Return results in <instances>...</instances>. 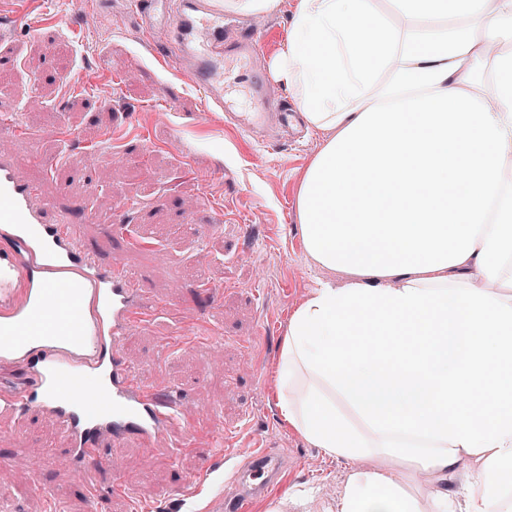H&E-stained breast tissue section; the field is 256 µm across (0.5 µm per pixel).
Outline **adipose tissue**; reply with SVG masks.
I'll use <instances>...</instances> for the list:
<instances>
[{
    "label": "adipose tissue",
    "mask_w": 512,
    "mask_h": 512,
    "mask_svg": "<svg viewBox=\"0 0 512 512\" xmlns=\"http://www.w3.org/2000/svg\"><path fill=\"white\" fill-rule=\"evenodd\" d=\"M386 2L299 0L279 58L328 134L297 217L329 276L291 315L282 415L358 461L336 512H512V295L472 284H512V0ZM396 470L400 480L415 492L420 497L423 504L426 505L433 491V482L430 474L404 466H396Z\"/></svg>",
    "instance_id": "ef3b65f1"
}]
</instances>
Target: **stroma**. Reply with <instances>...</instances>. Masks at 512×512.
I'll use <instances>...</instances> for the list:
<instances>
[{"label": "stroma", "mask_w": 512, "mask_h": 512, "mask_svg": "<svg viewBox=\"0 0 512 512\" xmlns=\"http://www.w3.org/2000/svg\"><path fill=\"white\" fill-rule=\"evenodd\" d=\"M297 5L278 0L264 15L270 61ZM1 118L21 132L0 138V151L59 203L102 216L135 205L126 223L84 225L81 241L136 271L157 299L122 353L149 384L183 391L194 434L187 446L167 437L169 461L102 440L90 485L74 480L70 441L52 418L0 414V512H87L93 499L99 512H226L224 489L254 448L292 469L248 512L305 488L318 491L311 512L335 504L349 462L288 427L279 402L289 319L321 275L303 250L296 200L324 132L293 141L225 125L159 55L133 0H0ZM203 336L216 344L199 347ZM210 447L212 466L200 468ZM117 472L132 494L114 489Z\"/></svg>", "instance_id": "stroma-1"}]
</instances>
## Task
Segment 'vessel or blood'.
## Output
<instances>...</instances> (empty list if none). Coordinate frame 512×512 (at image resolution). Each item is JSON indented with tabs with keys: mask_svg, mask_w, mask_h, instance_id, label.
Listing matches in <instances>:
<instances>
[{
	"mask_svg": "<svg viewBox=\"0 0 512 512\" xmlns=\"http://www.w3.org/2000/svg\"><path fill=\"white\" fill-rule=\"evenodd\" d=\"M135 7L147 33L160 37L161 50H173L184 79L217 110L232 109L224 63L241 61L254 99L253 111L237 118L242 130L263 129L273 112L286 120L278 92L256 65L261 33L229 36L213 0H135ZM92 220L78 207L53 211L41 189L0 154V234L9 241L0 250V361L30 363L24 390L0 388V410L54 414L88 476L103 464L101 437L116 448L158 444L180 421L177 394L154 390L122 355L130 328L148 315V298L134 274L113 268L96 247L76 248L81 226ZM282 467L268 449H253L229 512H244Z\"/></svg>",
	"mask_w": 512,
	"mask_h": 512,
	"instance_id": "1",
	"label": "vessel or blood"
}]
</instances>
